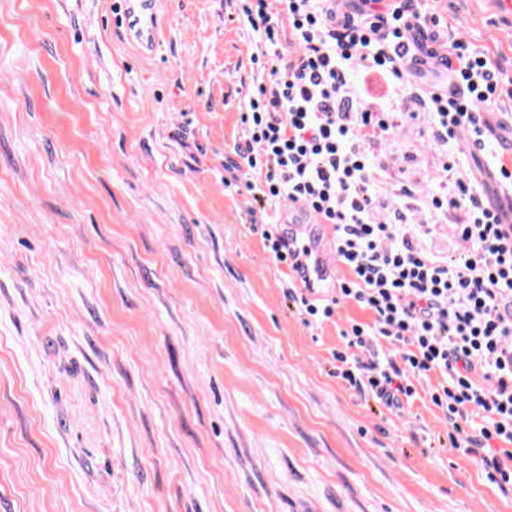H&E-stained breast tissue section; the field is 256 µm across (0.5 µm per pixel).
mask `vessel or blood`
<instances>
[{"mask_svg": "<svg viewBox=\"0 0 512 512\" xmlns=\"http://www.w3.org/2000/svg\"><path fill=\"white\" fill-rule=\"evenodd\" d=\"M127 39L145 57L152 56L166 32L167 18L162 0H117ZM305 239L311 251L312 274L308 280L315 289L329 288L334 283L331 266L324 258L322 232L316 225H306Z\"/></svg>", "mask_w": 512, "mask_h": 512, "instance_id": "obj_1", "label": "vessel or blood"}]
</instances>
